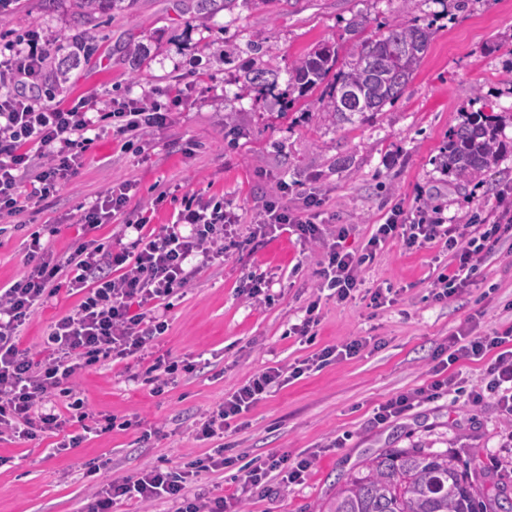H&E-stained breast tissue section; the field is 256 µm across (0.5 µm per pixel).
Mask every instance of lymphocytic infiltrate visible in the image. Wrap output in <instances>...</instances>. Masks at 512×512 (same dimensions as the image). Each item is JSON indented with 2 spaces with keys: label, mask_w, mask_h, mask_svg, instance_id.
Masks as SVG:
<instances>
[{
  "label": "lymphocytic infiltrate",
  "mask_w": 512,
  "mask_h": 512,
  "mask_svg": "<svg viewBox=\"0 0 512 512\" xmlns=\"http://www.w3.org/2000/svg\"><path fill=\"white\" fill-rule=\"evenodd\" d=\"M54 52V44L36 32L20 43L0 45V214H20L27 196L54 195L82 167L87 135L97 128L82 103L67 107L40 103L44 64ZM111 117L117 135L131 142L148 129L165 126L168 114L140 96L115 104ZM26 182L31 185L27 194L21 191ZM129 190L126 183L108 189L102 201L75 221L91 228L121 221L122 231L136 234L131 248L115 251L90 240L58 256L35 237L28 246L30 258L37 261L34 271L0 286V436L25 441L52 433L59 437L56 449L60 452L86 441L91 431L86 424L89 414L74 379L111 357L144 358L151 343L169 327L168 299L189 283L198 268L223 258L224 241L235 234L240 221L223 201L192 199L174 222L151 230L147 217L123 220ZM320 205L312 195L306 197L301 212L266 201L252 235L258 238L285 230L302 245L322 249V285L340 302L361 290L366 262L388 240L400 239L409 250L439 245L448 251L450 272L439 273L432 282L433 298L443 301L475 285L480 266L512 231V202L503 195L497 200L500 218L493 224H449L427 209L410 213L397 204L386 221L377 225L363 253L356 254L341 247L348 226L320 222ZM65 283L81 298L50 325L39 352L31 353L20 343L22 329L34 310L56 296ZM366 345V339H353L298 363L253 375L203 416L196 436L223 437L231 421L272 390L336 358L354 357ZM485 357L490 363L481 384L467 389L457 374L437 376L427 386L379 405L376 420L383 423L421 402L463 391L475 404L495 399L512 416V329L484 336L457 333L448 340V364ZM314 461L310 455L291 464L271 456L243 472L231 498L192 494V477L232 466V458L218 447L204 461L165 470L153 466L136 478L112 480L87 497L81 512H121L122 505L130 502L149 505L161 499L170 502L174 512H226L228 501L239 504L262 492L271 473L281 474L286 485L303 483Z\"/></svg>",
  "instance_id": "obj_1"
}]
</instances>
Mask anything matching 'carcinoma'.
<instances>
[{
  "instance_id": "cac0c4a2",
  "label": "carcinoma",
  "mask_w": 512,
  "mask_h": 512,
  "mask_svg": "<svg viewBox=\"0 0 512 512\" xmlns=\"http://www.w3.org/2000/svg\"><path fill=\"white\" fill-rule=\"evenodd\" d=\"M432 36L427 25L395 21L374 38L339 55L336 44L321 43L299 58L289 80L313 88L333 76L323 114L336 122L380 112L395 102L413 79ZM243 81L272 94L278 76L253 69ZM499 115L470 112L448 134L441 167L469 181L495 164L504 151L498 138ZM472 461L422 447L389 449L370 458L340 485L327 512H484L485 493L468 478Z\"/></svg>"
}]
</instances>
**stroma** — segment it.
Wrapping results in <instances>:
<instances>
[{
  "label": "stroma",
  "instance_id": "35a3bbf8",
  "mask_svg": "<svg viewBox=\"0 0 512 512\" xmlns=\"http://www.w3.org/2000/svg\"><path fill=\"white\" fill-rule=\"evenodd\" d=\"M209 20L196 0H127L121 9L86 15L75 0H13L0 11V42L38 31L59 50L47 62L42 101L86 100L94 111L110 101L150 93L158 103L181 87L185 99L169 124L125 146L111 121L101 122L84 163L53 197L16 216L0 214V285L31 271L28 244L40 235L56 253L77 242L110 241L117 224L91 231L73 223L112 184L133 185L129 211H147L153 225L175 220L189 195L223 200L240 216L223 261L201 269L170 300L160 352L202 356L203 371L180 373L153 392L133 359L87 369L77 387L95 413L115 427L89 434L80 447L55 452V435L0 441V512H80L93 484L133 478L146 467H175L223 445L235 465L200 475L194 493L229 495L243 468L271 455L317 459L303 484L270 481L243 512H318L368 457L419 445L460 458L478 457L469 479L512 497V417L494 400L475 405L451 395L416 406L386 423L373 413L392 396L426 385L448 336L480 335L512 325V236L502 239L475 286L438 302L430 283L442 247L409 251L388 241L365 272L369 288L398 289L396 303L374 308L369 298L317 299L320 250L288 234L254 240L265 200L288 183L289 207L316 191L324 216L352 225L347 248L358 250L389 209L439 208L467 223L495 221L499 191L512 190V0H216ZM365 18V35L403 19L431 24L427 52L402 95L366 120L323 118L324 87L270 95L244 85L246 69L267 68L287 85L297 58L330 41L348 50L350 23ZM505 112L504 152L467 183L440 169L448 131L461 113ZM273 276V300L254 305L240 293L248 274ZM80 299L61 290L25 324L23 346L38 349L49 325ZM319 300L313 342L288 333L311 300ZM369 338L357 356L339 358L271 392L226 430L223 442L196 438L200 415L254 373L294 363L327 346ZM342 447H330L334 438Z\"/></svg>",
  "mask_w": 512,
  "mask_h": 512
}]
</instances>
